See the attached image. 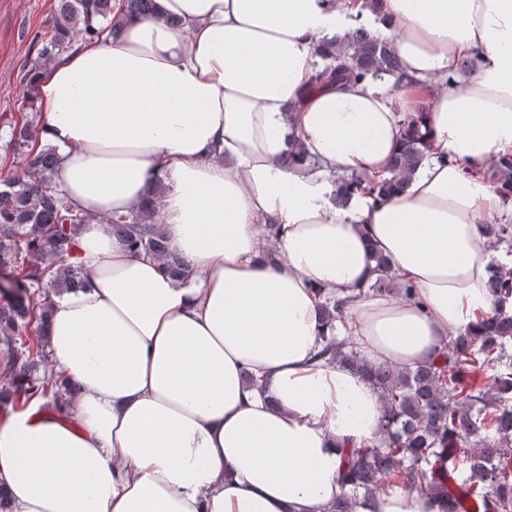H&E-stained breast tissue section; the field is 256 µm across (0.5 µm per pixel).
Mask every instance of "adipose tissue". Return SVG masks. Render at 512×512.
<instances>
[{
	"label": "adipose tissue",
	"instance_id": "obj_1",
	"mask_svg": "<svg viewBox=\"0 0 512 512\" xmlns=\"http://www.w3.org/2000/svg\"><path fill=\"white\" fill-rule=\"evenodd\" d=\"M156 2L151 16L113 12L37 88L57 187L89 217L85 280L47 328L56 371L81 390L68 417L33 402L0 422V485L13 512H327L342 448L376 441L381 401L315 361L314 290L357 295L347 336L400 369L490 312L483 227L507 205L512 0ZM375 11L408 83L309 91L321 43ZM409 112L428 148L405 192L339 199L340 178L388 176ZM155 193L187 278L106 222ZM375 249L415 299L359 297ZM376 510L444 507L394 487Z\"/></svg>",
	"mask_w": 512,
	"mask_h": 512
}]
</instances>
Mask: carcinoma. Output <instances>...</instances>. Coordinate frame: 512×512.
<instances>
[{"instance_id": "obj_1", "label": "carcinoma", "mask_w": 512, "mask_h": 512, "mask_svg": "<svg viewBox=\"0 0 512 512\" xmlns=\"http://www.w3.org/2000/svg\"><path fill=\"white\" fill-rule=\"evenodd\" d=\"M127 11L150 16L156 0H123ZM112 18V0H57L47 28L34 33L35 56L23 65L20 117L3 115L9 128L5 149L22 159L20 169L0 180V273L14 284L0 288V414L21 403L43 400L42 408L63 411L78 392L59 375L40 372L47 359L44 328L55 298L80 286L85 272L77 241L86 215L55 188L56 149L38 147L36 83L49 60L68 54L80 41L99 38ZM328 64L313 78L310 90L351 84L385 75L404 78L401 61L388 41L361 24L347 37L324 44ZM405 133L392 160L391 176L365 189L381 201L402 190L423 159L424 136L418 120H404ZM501 189L512 197V156L499 161ZM112 235L136 254L165 261L163 271L184 273L182 257L168 251L160 213L145 200L127 215L107 219ZM493 250L512 253V224H485ZM376 278L371 293L396 282L393 295L411 297L414 288L391 274L389 261L374 253ZM488 290L493 313L477 333L448 334L438 356L425 364L397 369L369 363L349 338L325 337L316 355L340 363L366 378L378 393L382 414L377 441L343 450L339 481L347 491L328 512H374L380 493L398 485L440 500L445 512H512V267L490 269ZM350 299L327 297L320 304L325 324L343 321ZM490 371L485 384L478 376Z\"/></svg>"}]
</instances>
